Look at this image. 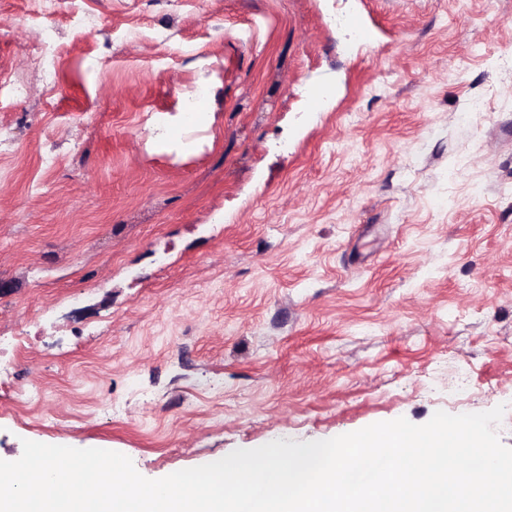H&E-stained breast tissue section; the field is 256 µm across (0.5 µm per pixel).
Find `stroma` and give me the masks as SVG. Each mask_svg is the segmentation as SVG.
Here are the masks:
<instances>
[{"label": "stroma", "mask_w": 512, "mask_h": 512, "mask_svg": "<svg viewBox=\"0 0 512 512\" xmlns=\"http://www.w3.org/2000/svg\"><path fill=\"white\" fill-rule=\"evenodd\" d=\"M53 10L0 0V460L160 479L500 404L512 447V0ZM58 47L57 26L47 24L42 31L40 51L35 55V61L42 71L47 90L52 95L62 94L56 66Z\"/></svg>", "instance_id": "stroma-1"}]
</instances>
